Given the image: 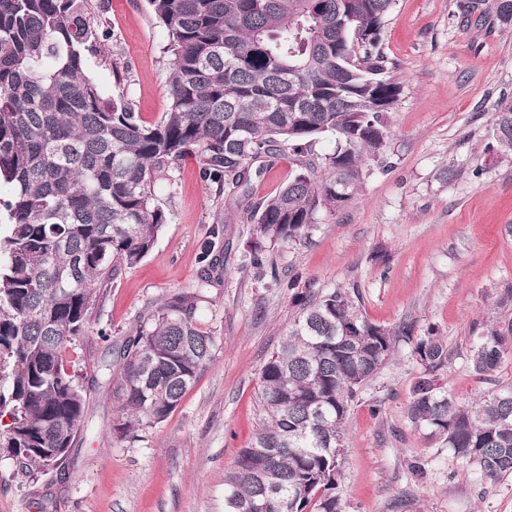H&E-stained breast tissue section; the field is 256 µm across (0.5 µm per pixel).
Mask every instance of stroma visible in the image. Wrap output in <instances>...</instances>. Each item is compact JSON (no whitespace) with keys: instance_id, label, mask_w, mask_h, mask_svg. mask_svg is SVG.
Listing matches in <instances>:
<instances>
[{"instance_id":"35a3bbf8","label":"stroma","mask_w":512,"mask_h":512,"mask_svg":"<svg viewBox=\"0 0 512 512\" xmlns=\"http://www.w3.org/2000/svg\"><path fill=\"white\" fill-rule=\"evenodd\" d=\"M107 29L90 72L105 96L123 91L143 121L169 107L167 35L146 0H92ZM380 47L403 91L389 113V166L366 176L348 204L321 212L306 238L249 264L248 224L216 210V187L189 157L158 181L169 222L138 265L100 290L74 358L88 372L82 433L66 461L30 480L0 453V512H224V474L259 427L260 370L295 316L292 295L359 294L373 322L435 331L448 348L436 378L461 404L512 386V355L490 379L468 363L486 328L512 319V154L492 148L493 113L512 100V29L482 0L470 20L456 0H394ZM460 170L453 181L447 168ZM224 261L198 321L217 346L166 421L121 437L125 413L93 367L156 303L192 285L214 224ZM294 281L274 286L271 277ZM421 366L400 341L365 386L344 427V512H512V479L480 492L446 443L406 419Z\"/></svg>"}]
</instances>
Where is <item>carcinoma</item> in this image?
Listing matches in <instances>:
<instances>
[{
    "mask_svg": "<svg viewBox=\"0 0 512 512\" xmlns=\"http://www.w3.org/2000/svg\"><path fill=\"white\" fill-rule=\"evenodd\" d=\"M392 3L148 0L168 33L170 105L147 124L90 76L108 38L90 0H0V184L10 188L0 197V449L21 473L57 467V452L75 446L86 394L69 349L86 335L99 289L139 264L169 223L162 175L198 157L204 180L253 225L249 258L260 267L267 246L306 237L319 212L350 201L365 165L385 167L387 113L403 89L380 47ZM495 18L512 26V0H496ZM327 135L332 152L311 153ZM493 138L512 151V101L497 104ZM287 150L294 175L250 203L253 177ZM223 236L211 230L197 281L138 321L116 350L117 370L97 367L134 415L123 428L166 421L212 359L217 339L197 312ZM296 302L261 370L263 423L224 475L225 512H343V426L401 337L422 367L408 421L448 443L480 484L512 476V387L460 404L434 379L448 365L441 337L368 320L345 288ZM510 352L511 320L468 361L487 378Z\"/></svg>",
    "mask_w": 512,
    "mask_h": 512,
    "instance_id": "1",
    "label": "carcinoma"
}]
</instances>
